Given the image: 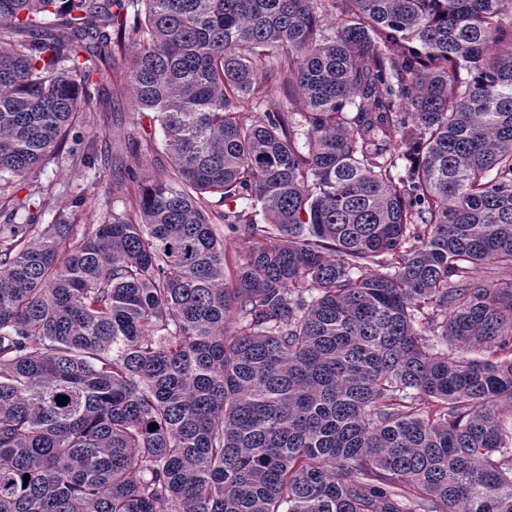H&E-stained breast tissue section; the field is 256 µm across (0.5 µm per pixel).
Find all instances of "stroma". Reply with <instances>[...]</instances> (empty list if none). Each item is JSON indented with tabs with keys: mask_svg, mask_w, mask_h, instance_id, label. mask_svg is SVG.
<instances>
[{
	"mask_svg": "<svg viewBox=\"0 0 512 512\" xmlns=\"http://www.w3.org/2000/svg\"><path fill=\"white\" fill-rule=\"evenodd\" d=\"M116 76L104 80L92 93L87 108L94 115L98 133L89 150L96 157L95 169H88L71 157L62 155L47 163L41 173L28 178L18 191V199L38 205L43 193H51L59 207L69 205L74 195L84 201L75 221L78 224L99 222L109 208L124 209L131 199L122 190L113 189L114 177L133 160L142 158L143 174L165 177L173 172L172 160L162 145L159 126L131 108V91L122 77L123 60L112 66Z\"/></svg>",
	"mask_w": 512,
	"mask_h": 512,
	"instance_id": "1",
	"label": "stroma"
}]
</instances>
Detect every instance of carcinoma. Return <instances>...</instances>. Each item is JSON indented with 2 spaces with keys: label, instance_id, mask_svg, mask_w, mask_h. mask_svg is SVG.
<instances>
[{
  "label": "carcinoma",
  "instance_id": "cac0c4a2",
  "mask_svg": "<svg viewBox=\"0 0 512 512\" xmlns=\"http://www.w3.org/2000/svg\"><path fill=\"white\" fill-rule=\"evenodd\" d=\"M506 2L0 0V210L118 57L174 163L0 224V512H512ZM272 90L269 91L265 102L255 110H248L247 112H255L252 115L254 119L263 117L266 112H295L297 120H301L300 112H305L303 100L296 94L291 93L288 99V94L284 93L279 85L272 84Z\"/></svg>",
  "mask_w": 512,
  "mask_h": 512
}]
</instances>
